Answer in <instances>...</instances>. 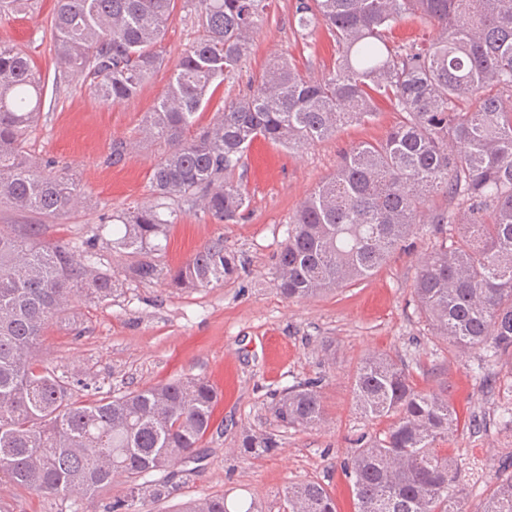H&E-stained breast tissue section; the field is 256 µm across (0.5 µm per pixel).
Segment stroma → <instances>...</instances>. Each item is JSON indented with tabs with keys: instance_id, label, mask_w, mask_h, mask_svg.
<instances>
[{
	"instance_id": "35a3bbf8",
	"label": "stroma",
	"mask_w": 512,
	"mask_h": 512,
	"mask_svg": "<svg viewBox=\"0 0 512 512\" xmlns=\"http://www.w3.org/2000/svg\"><path fill=\"white\" fill-rule=\"evenodd\" d=\"M290 5L291 0H273L271 17L255 35L240 74L225 80L200 112L199 126L211 123L225 98L238 94L271 58L286 57L312 78L332 68L328 37L320 33L302 40ZM53 7L54 0H28L25 11L0 15V42L24 51L45 79L43 112L27 150L36 163L55 161L81 183V204L45 232L46 241L68 243L77 252L82 241L100 233L107 214L153 203L149 178L165 147L143 140L142 126L172 64L198 31L189 11L176 7L163 43L166 66L136 97L112 106L98 101L79 74L58 67ZM400 119L383 102L373 120L344 125L335 136L294 151L254 142L241 175L249 198L244 219L218 222L182 203L164 257L166 265L178 266L220 236L242 262L236 275L189 292L127 282L112 300H79L75 325L57 323L47 333L45 363L81 371L101 395L180 376L202 379L217 391L214 426L202 443V469L174 477L169 497L145 503L141 512H179L187 501L215 495L231 507L254 502L260 512H278L283 489L306 480L331 491L337 512H353L344 464L354 439L384 428L361 417L353 401V375L371 353L404 358L419 387L443 391L457 408L486 417V431H455L446 446L459 464L460 481L473 488L470 504L498 484L502 465L512 456V433L496 423L501 397L486 393L471 376L476 352L448 350L413 301L417 262L433 243L426 225H418L407 247L365 280L305 299L285 298L277 288L275 255L290 218L335 173L344 152L382 140ZM117 138L129 147L115 165L109 156ZM315 376L325 379V423L311 431L283 427L270 409V391ZM251 433L273 436L275 448L255 456L244 452L242 440Z\"/></svg>"
}]
</instances>
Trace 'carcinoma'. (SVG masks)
Segmentation results:
<instances>
[{"instance_id": "1", "label": "carcinoma", "mask_w": 512, "mask_h": 512, "mask_svg": "<svg viewBox=\"0 0 512 512\" xmlns=\"http://www.w3.org/2000/svg\"><path fill=\"white\" fill-rule=\"evenodd\" d=\"M184 3L200 34L171 69L144 127L165 145L150 177L156 202L107 216L112 238H88L79 260L68 245L41 241L40 224L0 225V477L62 501H92L114 476L126 477L127 494L104 512H137L169 496L174 468L197 471L217 393L203 380L179 377L99 398L87 380L44 364L45 330L69 318L78 297L103 302L118 291L109 250L137 257L125 270L129 280L176 291L236 273L221 237L173 269L162 262V241L175 203L191 202L219 222L246 211L234 174L258 139L291 150L373 119L381 102L402 114L385 140L351 148L289 221L276 255L277 287L288 299L304 298L368 278L420 223L423 199L441 193L461 224L447 210L432 218L434 244L419 261L416 308L448 348L479 350L473 372L487 389L499 388L487 365L512 356V108L500 104L501 95L512 97V0H293L302 38L319 31L331 38L333 69L313 80L273 58L195 133L196 114L241 68L272 0ZM174 9L175 0H56V58L82 74L100 102L121 104L163 64ZM416 15L438 36L394 44L392 28ZM44 88L28 56L0 43V204L55 221L82 190L53 162L36 167L27 157ZM464 100L471 111L460 110ZM322 386L314 377L273 394L276 420L303 431L321 426ZM353 390L364 417L389 420L382 433L357 438L347 462L354 512H466L457 463L439 445L460 428L480 431L484 420L416 387L409 362L386 353L363 360ZM273 444L249 435L244 448L259 454ZM281 508L335 512L318 482L286 487ZM180 512L231 510L213 496ZM480 512H512V475Z\"/></svg>"}]
</instances>
